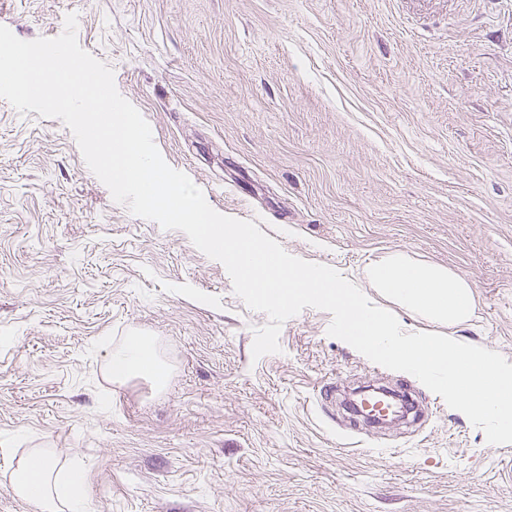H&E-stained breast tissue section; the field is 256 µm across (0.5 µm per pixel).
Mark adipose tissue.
Instances as JSON below:
<instances>
[{"mask_svg":"<svg viewBox=\"0 0 512 512\" xmlns=\"http://www.w3.org/2000/svg\"><path fill=\"white\" fill-rule=\"evenodd\" d=\"M160 366L153 343L144 336L129 338L120 348L113 350L110 357V372L117 381L141 375L154 378L157 386H164L165 380L159 375ZM54 470L49 455H38L33 473L12 482L14 495L33 503L38 512H59L63 504L68 505L71 512H82L84 500L81 495V471L72 470L67 478L58 479L54 476Z\"/></svg>","mask_w":512,"mask_h":512,"instance_id":"ef3b65f1","label":"adipose tissue"}]
</instances>
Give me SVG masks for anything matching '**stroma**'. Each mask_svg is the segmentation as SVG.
<instances>
[{"label": "stroma", "instance_id": "35a3bbf8", "mask_svg": "<svg viewBox=\"0 0 512 512\" xmlns=\"http://www.w3.org/2000/svg\"><path fill=\"white\" fill-rule=\"evenodd\" d=\"M110 66L166 163L217 212L351 276L399 252L466 278L461 335L512 362V0H0L19 39ZM268 317L181 231L132 215L61 120L0 99V512L31 454L87 512H512V444L416 377ZM154 343L168 386L115 382ZM407 381L429 417L370 429L329 383ZM160 360L151 340L144 336H132L110 357L112 379L124 381L132 376H147L155 380L161 389L165 379L160 377Z\"/></svg>", "mask_w": 512, "mask_h": 512}]
</instances>
